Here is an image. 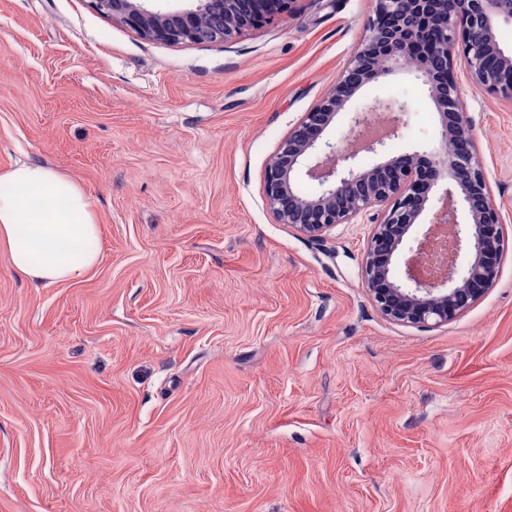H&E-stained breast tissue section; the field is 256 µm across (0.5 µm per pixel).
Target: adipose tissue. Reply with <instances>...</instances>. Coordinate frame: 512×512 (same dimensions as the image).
Listing matches in <instances>:
<instances>
[{
	"label": "adipose tissue",
	"mask_w": 512,
	"mask_h": 512,
	"mask_svg": "<svg viewBox=\"0 0 512 512\" xmlns=\"http://www.w3.org/2000/svg\"><path fill=\"white\" fill-rule=\"evenodd\" d=\"M0 245L16 273L45 286L79 281L98 261L99 226L80 186L42 164L0 172Z\"/></svg>",
	"instance_id": "obj_1"
}]
</instances>
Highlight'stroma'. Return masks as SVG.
<instances>
[{
	"instance_id": "stroma-1",
	"label": "stroma",
	"mask_w": 512,
	"mask_h": 512,
	"mask_svg": "<svg viewBox=\"0 0 512 512\" xmlns=\"http://www.w3.org/2000/svg\"><path fill=\"white\" fill-rule=\"evenodd\" d=\"M372 0H297L226 43L143 39L90 0H0V170L74 180L77 282L0 247V512H512V100L465 86L505 236L441 326L384 318L372 226L275 223L265 166L334 87ZM388 153L432 146L421 81Z\"/></svg>"
}]
</instances>
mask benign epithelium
<instances>
[{
	"instance_id": "7a95c632",
	"label": "benign epithelium",
	"mask_w": 512,
	"mask_h": 512,
	"mask_svg": "<svg viewBox=\"0 0 512 512\" xmlns=\"http://www.w3.org/2000/svg\"><path fill=\"white\" fill-rule=\"evenodd\" d=\"M145 0H92L95 9L150 41L228 42L246 27L285 18L296 0H192L189 8L150 10ZM369 34L343 77L305 113L270 157L264 196L279 224L318 238L375 208L362 267L364 286L387 319L442 325L495 282L504 251L503 222L493 202L463 109L456 68L471 83L512 100V52L497 40L512 24V0H373ZM213 19L201 27L198 18ZM418 56L417 71L439 115L438 146L390 156L387 140L403 124L404 106L377 98L348 117L350 151L323 140L347 103L367 84ZM453 150H448L449 144ZM316 163L305 165L313 152ZM381 157L362 162L361 153ZM317 182L307 199L300 176ZM431 213L429 222L421 221Z\"/></svg>"
}]
</instances>
